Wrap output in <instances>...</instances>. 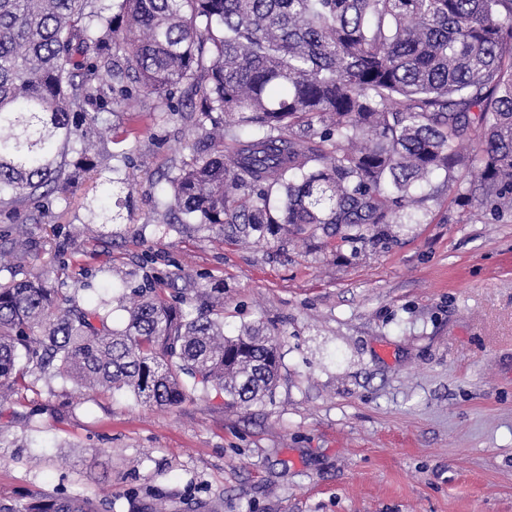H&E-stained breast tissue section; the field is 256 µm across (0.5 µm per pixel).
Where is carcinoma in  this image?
<instances>
[{"label":"carcinoma","mask_w":512,"mask_h":512,"mask_svg":"<svg viewBox=\"0 0 512 512\" xmlns=\"http://www.w3.org/2000/svg\"><path fill=\"white\" fill-rule=\"evenodd\" d=\"M183 85L202 145L168 178L178 224L231 242L332 225L356 256L396 241L438 177L460 206L512 211V0H0V206L69 199L97 171L99 111L137 93L182 115ZM222 295L194 289L192 316L148 278L115 327L109 301L83 305L49 271L0 282V409L28 388L21 352L150 406L199 385L228 407L263 402L279 345L259 326L225 333ZM0 512L100 508L44 494L0 497Z\"/></svg>","instance_id":"carcinoma-1"}]
</instances>
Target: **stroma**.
Instances as JSON below:
<instances>
[{"label": "stroma", "mask_w": 512, "mask_h": 512, "mask_svg": "<svg viewBox=\"0 0 512 512\" xmlns=\"http://www.w3.org/2000/svg\"><path fill=\"white\" fill-rule=\"evenodd\" d=\"M153 107L105 113L103 185L42 200L38 224L0 208V246L25 252L20 267L0 263V282L65 262L56 285L83 304L112 298L111 267L170 276L175 295L222 282L226 331L279 333L274 394L228 408L200 389L160 408L40 379L0 414V496L61 489L112 512L134 496L141 512H512V216L445 193L356 258L326 230L232 244L170 226L165 176L198 135ZM97 223L88 241L82 227Z\"/></svg>", "instance_id": "35a3bbf8"}]
</instances>
